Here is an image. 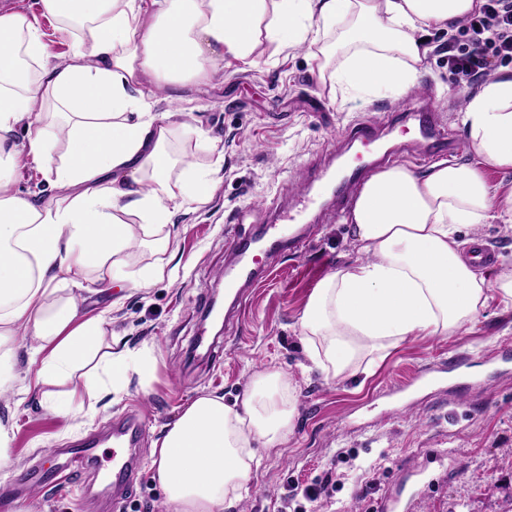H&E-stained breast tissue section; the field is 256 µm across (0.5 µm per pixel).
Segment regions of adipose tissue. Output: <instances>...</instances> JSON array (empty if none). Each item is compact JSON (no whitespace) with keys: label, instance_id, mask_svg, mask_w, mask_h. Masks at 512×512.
I'll return each mask as SVG.
<instances>
[{"label":"adipose tissue","instance_id":"1","mask_svg":"<svg viewBox=\"0 0 512 512\" xmlns=\"http://www.w3.org/2000/svg\"><path fill=\"white\" fill-rule=\"evenodd\" d=\"M59 32L78 31L53 60L25 14L0 11V391L22 382L41 405L77 422L131 376L154 380V348L105 341V313L85 316L77 294L123 283L141 291L164 264L127 270L136 246L129 217L149 235L207 203L212 171L168 150L176 110L155 113L169 87L230 59L257 67L258 49L309 47L318 74L370 93L404 95L426 51L417 34L449 28L483 0H41ZM335 33L331 45L320 38ZM342 55L338 68L333 56ZM460 125L473 160L418 173L391 165L362 185L344 222L357 256L313 289L297 325L312 368L345 376L411 337L450 336L491 300L512 308V269L484 272L465 254L464 228L512 224L489 173L512 171V73L468 96ZM27 139L18 142V128ZM65 139L64 156L54 144ZM31 156L64 191L58 203L22 193L15 173ZM67 282L72 293L61 294ZM34 340L15 374L14 336ZM295 388L278 369L258 374L240 400L207 393L185 405L153 442L151 480L171 512H228L250 492L263 449L282 443Z\"/></svg>","mask_w":512,"mask_h":512}]
</instances>
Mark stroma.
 Here are the masks:
<instances>
[{
  "mask_svg": "<svg viewBox=\"0 0 512 512\" xmlns=\"http://www.w3.org/2000/svg\"><path fill=\"white\" fill-rule=\"evenodd\" d=\"M0 5L36 22L54 60L68 56L74 38L59 33L40 0ZM421 39L427 54L419 83L400 98L332 94L300 49L258 68L225 62L183 89L190 134L178 138L177 151L211 165L213 155L194 136L202 130L224 153L211 199L166 226L167 251L148 243L128 252L132 269L163 263V280L141 292L89 293L83 302L91 315L109 310L120 342L153 345L156 378L147 387L131 379L119 401L101 400L96 418L80 426L49 413L35 394L1 392L0 419L10 421L14 437L0 512H116L111 487L98 485V470L75 473L66 490L46 475L60 449L91 438L101 441V468H111L104 440L113 421L133 412L143 425L137 479L117 512H167L162 491L149 480L153 442L198 395L215 392L232 402L268 368L291 379L297 414L231 512H384L397 501L413 502V512H512V309L490 301L455 335L408 339L368 373L336 380L301 375L298 317L319 281L356 256L336 211L310 225L302 245L270 261L269 276L250 288L238 318L212 333L201 315L203 300L224 285L219 274L234 239L267 224L271 203L289 187L306 189L308 170L342 147L352 126H395L397 113L425 105L455 143L437 158L472 162L456 114L473 87L448 77L447 31L430 29ZM469 237L490 253L493 266L512 262V226L485 224ZM315 481L326 486L321 499L282 504L287 484Z\"/></svg>",
  "mask_w": 512,
  "mask_h": 512,
  "instance_id": "35a3bbf8",
  "label": "stroma"
}]
</instances>
